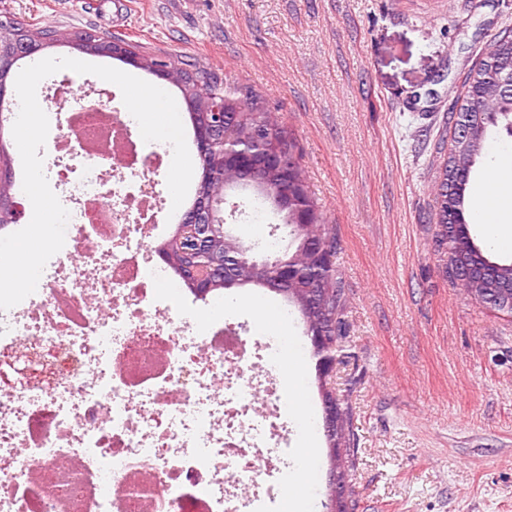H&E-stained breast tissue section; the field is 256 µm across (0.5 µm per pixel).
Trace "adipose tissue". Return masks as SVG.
Instances as JSON below:
<instances>
[{
	"label": "adipose tissue",
	"mask_w": 512,
	"mask_h": 512,
	"mask_svg": "<svg viewBox=\"0 0 512 512\" xmlns=\"http://www.w3.org/2000/svg\"><path fill=\"white\" fill-rule=\"evenodd\" d=\"M489 162L482 181L475 189L472 207L474 223L483 227L487 244L496 250L512 249V147L492 142Z\"/></svg>",
	"instance_id": "obj_1"
}]
</instances>
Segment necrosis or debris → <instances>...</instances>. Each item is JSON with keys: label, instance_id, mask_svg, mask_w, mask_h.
I'll use <instances>...</instances> for the list:
<instances>
[{"label": "necrosis or debris", "instance_id": "necrosis-or-debris-1", "mask_svg": "<svg viewBox=\"0 0 512 512\" xmlns=\"http://www.w3.org/2000/svg\"><path fill=\"white\" fill-rule=\"evenodd\" d=\"M50 165L87 242L26 311L0 323V512H265L294 457L259 340L220 319L189 336L146 240L166 163L111 109L122 165L93 148L91 92L53 91Z\"/></svg>", "mask_w": 512, "mask_h": 512}]
</instances>
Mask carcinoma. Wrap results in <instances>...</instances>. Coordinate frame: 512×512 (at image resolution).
Segmentation results:
<instances>
[{
    "label": "carcinoma",
    "mask_w": 512,
    "mask_h": 512,
    "mask_svg": "<svg viewBox=\"0 0 512 512\" xmlns=\"http://www.w3.org/2000/svg\"><path fill=\"white\" fill-rule=\"evenodd\" d=\"M33 41L45 49L67 43L82 53L108 57L151 75L158 68L165 69L169 84L180 92L193 129L205 121L210 107L224 106L228 120L224 131L214 136L216 144H224V152L216 150L198 159L199 174L191 184L190 206L202 208L211 195L236 190H249L263 200L276 194L279 226L293 237L294 251L276 253L274 258L254 265L242 252L247 244L226 229L223 250L224 265L230 267L227 275L238 288L252 286L281 296L300 313L305 335L322 332L341 346L349 331L343 276L334 260L318 264L306 250V241L314 239L333 257L336 238L309 190L296 157L297 146L280 124L276 107L250 86L198 61L149 55L140 45L120 37L64 34L10 18L0 19V43H11L16 49V62L4 79L6 86L14 84L17 69L29 57L27 44ZM506 64H512V36L502 35L490 41L479 65L469 70L452 116V125L469 126V136L454 141L440 164L434 206L437 246L446 257L448 278L461 283L464 294L483 306L488 305V293L499 294L512 285V262L492 259L487 248L478 244L470 230L467 205L472 173L493 128L502 125L512 135V96L504 95L498 82L499 70ZM270 153L288 159V165H270L266 161ZM211 169L224 171V178L212 181L204 177V171ZM284 265L292 268L293 275L288 288L280 290L275 282ZM316 381L322 403L334 404L336 415L335 433L325 435L329 473L345 483L358 464L353 409L348 399L337 397L327 387L319 372Z\"/></svg>",
    "instance_id": "cac0c4a2"
}]
</instances>
